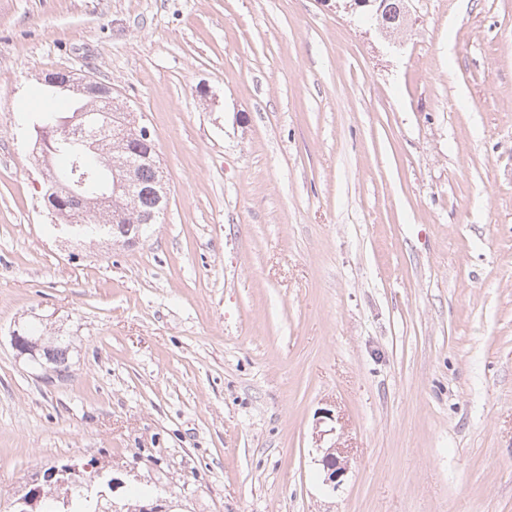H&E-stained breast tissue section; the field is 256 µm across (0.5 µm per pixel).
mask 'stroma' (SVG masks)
<instances>
[{
    "label": "stroma",
    "mask_w": 512,
    "mask_h": 512,
    "mask_svg": "<svg viewBox=\"0 0 512 512\" xmlns=\"http://www.w3.org/2000/svg\"><path fill=\"white\" fill-rule=\"evenodd\" d=\"M406 9L392 42L343 0H0V512L92 458L179 512H512V0ZM49 72L153 134L135 246L54 229ZM336 448H328L322 458L324 471V482L336 487L343 481V477L347 473L346 466L342 465L339 458L335 455Z\"/></svg>",
    "instance_id": "35a3bbf8"
}]
</instances>
